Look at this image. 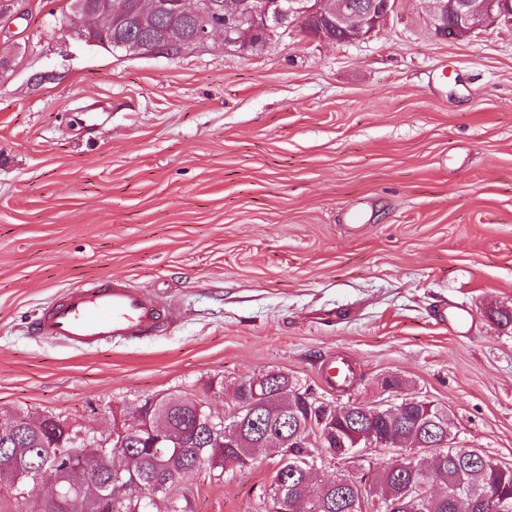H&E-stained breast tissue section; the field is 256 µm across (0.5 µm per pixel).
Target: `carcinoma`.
<instances>
[{"instance_id": "cac0c4a2", "label": "carcinoma", "mask_w": 512, "mask_h": 512, "mask_svg": "<svg viewBox=\"0 0 512 512\" xmlns=\"http://www.w3.org/2000/svg\"><path fill=\"white\" fill-rule=\"evenodd\" d=\"M160 22H173L189 34L195 19L188 14L173 13L168 4L161 12ZM262 378L261 374L240 380L242 385L257 386V407L253 414L240 418L236 439L224 442L221 448L201 438L198 430L197 403L207 397L178 394L163 404L166 417L160 421L178 433V441L153 449L141 434L129 438L124 445L108 449L111 458L133 459L143 486L166 484L164 492L159 494V506L146 508L144 503L127 497L123 491L124 476L100 463L98 457L81 453L75 443L77 428L52 414L20 411L5 419L11 434L0 436V488L21 495L29 484L39 479L52 480L57 483L61 497L41 501L33 512H67L66 494L77 478L61 471L60 458L70 456L80 470L98 476L95 482H83L80 512H98L97 502L103 494L112 495V512H171L172 503L179 507L177 512H192L182 483L198 457H203L209 473L219 478L224 475V456L238 458L240 467L248 468L265 455L277 459L278 464L266 492L267 501L263 502L264 512H292V506L284 507L276 500V486L284 483L306 488L305 512H367L362 506L364 501L371 504L372 512H487L484 494L502 503L499 512H512V469L502 468L489 457L481 462L473 460L468 449L456 446L453 436L447 438L445 446L435 449L438 453L435 478L440 486L438 493L429 498L413 500L403 494L417 474L418 460L410 454L376 465L356 482L349 475L339 474L334 479L335 485L329 488L316 484L310 472L318 459L314 439L322 430L321 421L335 416L338 405L314 395L309 388H301L285 373L273 377V382L265 386L261 385ZM394 385L399 394L395 404L398 412L382 415L372 405L364 404L358 412L343 414L334 425L335 433L324 443L329 458L349 454L355 438L367 434L398 435L415 443L428 438L438 441L437 433L451 428L443 408L411 395L403 380L397 377ZM281 423L287 424L286 434L296 435L292 443L273 447L261 442L262 434L279 433ZM358 482L370 488L363 501L356 493Z\"/></svg>"}]
</instances>
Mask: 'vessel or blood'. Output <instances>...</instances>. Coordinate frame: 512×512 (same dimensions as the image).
<instances>
[{"mask_svg": "<svg viewBox=\"0 0 512 512\" xmlns=\"http://www.w3.org/2000/svg\"><path fill=\"white\" fill-rule=\"evenodd\" d=\"M173 319L156 296L114 277L68 290L36 313L33 329L36 335L72 348L95 350L115 341L158 335Z\"/></svg>", "mask_w": 512, "mask_h": 512, "instance_id": "b4317fda", "label": "vessel or blood"}]
</instances>
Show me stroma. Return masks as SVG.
I'll return each instance as SVG.
<instances>
[{
  "label": "stroma",
  "instance_id": "stroma-1",
  "mask_svg": "<svg viewBox=\"0 0 512 512\" xmlns=\"http://www.w3.org/2000/svg\"><path fill=\"white\" fill-rule=\"evenodd\" d=\"M69 3L0 13V417L98 430L269 370L365 404L397 376L457 445L511 466L512 325L491 314L512 310V23L443 39L427 0H398L361 40L296 27L167 58L88 44ZM109 276L175 324L87 352L29 335ZM454 306L469 332L436 320ZM275 467L183 486L194 512H257Z\"/></svg>",
  "mask_w": 512,
  "mask_h": 512
}]
</instances>
